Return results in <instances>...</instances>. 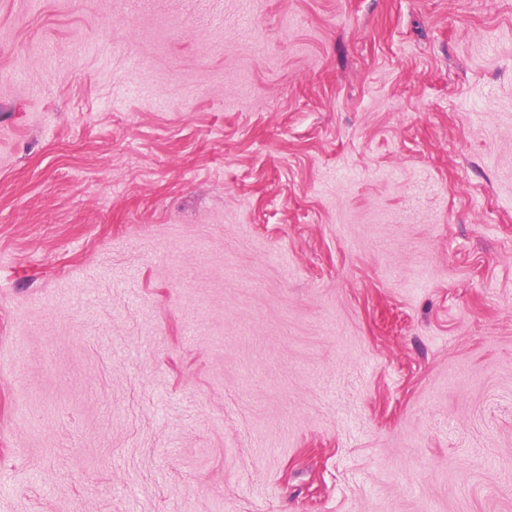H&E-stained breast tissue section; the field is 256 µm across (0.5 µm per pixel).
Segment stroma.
<instances>
[{
  "label": "stroma",
  "instance_id": "35a3bbf8",
  "mask_svg": "<svg viewBox=\"0 0 512 512\" xmlns=\"http://www.w3.org/2000/svg\"><path fill=\"white\" fill-rule=\"evenodd\" d=\"M0 0V512H512V0Z\"/></svg>",
  "mask_w": 512,
  "mask_h": 512
}]
</instances>
